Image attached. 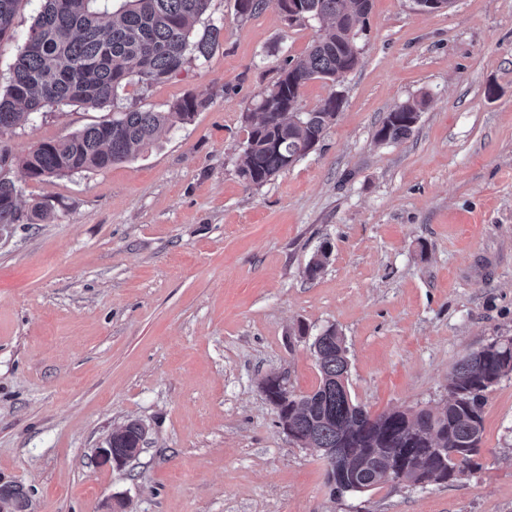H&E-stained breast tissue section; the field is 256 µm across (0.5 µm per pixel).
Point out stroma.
Instances as JSON below:
<instances>
[{"instance_id": "stroma-1", "label": "stroma", "mask_w": 512, "mask_h": 512, "mask_svg": "<svg viewBox=\"0 0 512 512\" xmlns=\"http://www.w3.org/2000/svg\"><path fill=\"white\" fill-rule=\"evenodd\" d=\"M39 6L22 0L0 42V91ZM211 25L205 62L109 109L46 106L5 140L16 161L112 112L211 96L128 162L20 182L22 208L47 201L53 216L0 226V486L23 488L25 512H512V374L486 394L466 479L340 499L260 391L272 372L314 391L310 345L333 326L355 403L435 407L458 360L512 337V0H371L335 122L258 189L237 174L245 116L320 24L289 26L277 0L250 18L211 0L195 30ZM412 99L411 135L377 142ZM132 420L140 455L101 462Z\"/></svg>"}]
</instances>
